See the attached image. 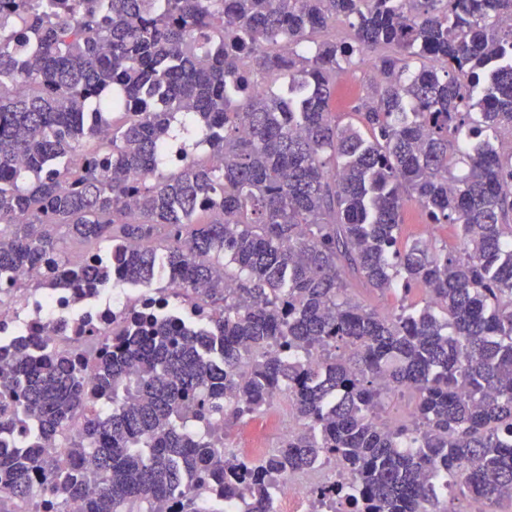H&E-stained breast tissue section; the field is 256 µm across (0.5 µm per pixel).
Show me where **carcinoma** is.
Returning <instances> with one entry per match:
<instances>
[{
	"mask_svg": "<svg viewBox=\"0 0 512 512\" xmlns=\"http://www.w3.org/2000/svg\"><path fill=\"white\" fill-rule=\"evenodd\" d=\"M512 0H0V279L54 287L53 225L106 243L129 281L201 321L112 326L91 377L73 349L0 347V499L38 484L81 512H272L320 458L366 512L512 500ZM338 18L348 39L307 45ZM369 62L340 122V72ZM207 146L172 162L177 136ZM468 171L454 173L458 161ZM459 246L404 242L408 203ZM167 244H142L159 229ZM78 288H102L94 260ZM421 287L380 313L351 296ZM322 351L316 368L299 356ZM275 391L298 425L262 459L224 423ZM409 398L394 417L386 401ZM80 413L82 432L55 445Z\"/></svg>",
	"mask_w": 512,
	"mask_h": 512,
	"instance_id": "1",
	"label": "carcinoma"
}]
</instances>
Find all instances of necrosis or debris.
<instances>
[{
	"label": "necrosis or debris",
	"instance_id": "4bbe7bcc",
	"mask_svg": "<svg viewBox=\"0 0 512 512\" xmlns=\"http://www.w3.org/2000/svg\"><path fill=\"white\" fill-rule=\"evenodd\" d=\"M28 274L16 277L17 285L0 291V344L12 346L20 339L39 338L50 346L62 339L85 334L105 339L113 324L128 314L130 306L138 310L164 313L179 311L193 314L184 295L172 288H134L121 278L98 289L96 294L82 293L73 286L39 288L28 283ZM275 397L273 412L252 417L246 439L239 442L237 454L262 458L268 451L269 432L286 434L296 423L292 409ZM346 474L335 461H323L312 469L289 476L274 502V512H350L344 492Z\"/></svg>",
	"mask_w": 512,
	"mask_h": 512
}]
</instances>
